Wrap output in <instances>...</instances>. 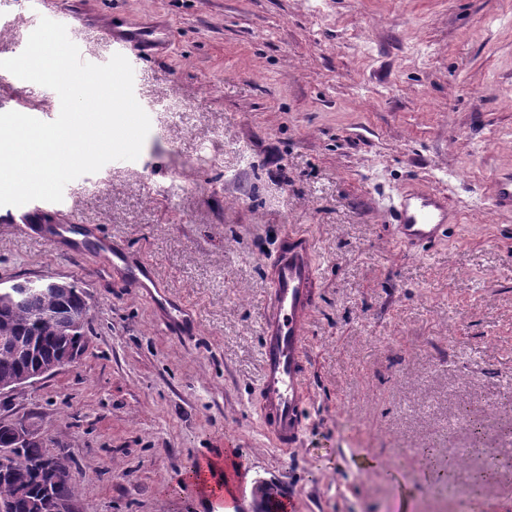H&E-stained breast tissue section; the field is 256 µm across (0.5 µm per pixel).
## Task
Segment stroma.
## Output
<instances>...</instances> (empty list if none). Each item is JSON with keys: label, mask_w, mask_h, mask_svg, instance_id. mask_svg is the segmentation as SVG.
<instances>
[{"label": "stroma", "mask_w": 512, "mask_h": 512, "mask_svg": "<svg viewBox=\"0 0 512 512\" xmlns=\"http://www.w3.org/2000/svg\"><path fill=\"white\" fill-rule=\"evenodd\" d=\"M55 2L90 59L108 18L175 38L137 66L139 158L73 180L45 220L93 225L198 322L194 341L170 334L108 260L24 237L19 207L0 206V282H70L89 307L80 359L0 406L74 458L76 512H213L180 477L225 448L245 512L264 481L294 512H512V210L493 200L512 171V0ZM0 14L5 60L32 26L24 0ZM21 96L53 121L51 89L24 80L0 82V113ZM411 190L443 196L453 223L408 252L390 213ZM295 227L320 294L306 430L287 453L255 402L267 259ZM462 406L486 431L466 473L449 458L474 444ZM429 445L446 480L422 479ZM490 458L491 482L462 496Z\"/></svg>", "instance_id": "stroma-1"}]
</instances>
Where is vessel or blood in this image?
<instances>
[{
	"label": "vessel or blood",
	"mask_w": 512,
	"mask_h": 512,
	"mask_svg": "<svg viewBox=\"0 0 512 512\" xmlns=\"http://www.w3.org/2000/svg\"><path fill=\"white\" fill-rule=\"evenodd\" d=\"M113 52L136 62L142 55L165 47L169 31L148 27L120 30L105 24ZM396 227L395 242L405 249L433 244L448 231V205L435 193L408 194L391 212ZM23 230L39 239L62 240L70 233L67 224L44 226L36 212L21 216ZM77 253H103L123 261L120 245L109 238L90 235L74 241ZM269 298L263 319L264 345L257 409L265 433L283 450L298 448L305 426L307 390V349L304 333L307 320L318 304L319 281L314 263V245L303 231H289L270 260ZM125 277L138 293L149 294L148 264L125 263ZM166 330L178 336L195 333L196 319L189 306L182 305L163 318Z\"/></svg>",
	"instance_id": "b4317fda"
}]
</instances>
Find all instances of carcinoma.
<instances>
[{
    "label": "carcinoma",
    "mask_w": 512,
    "mask_h": 512,
    "mask_svg": "<svg viewBox=\"0 0 512 512\" xmlns=\"http://www.w3.org/2000/svg\"><path fill=\"white\" fill-rule=\"evenodd\" d=\"M87 312L83 292L73 283L0 291V384L69 344L86 349ZM30 429L31 439L20 448L11 447L8 433L0 430V449L10 448L7 474L0 475V512H56V505L78 491L75 461L65 449L47 447L39 428Z\"/></svg>",
    "instance_id": "1"
}]
</instances>
